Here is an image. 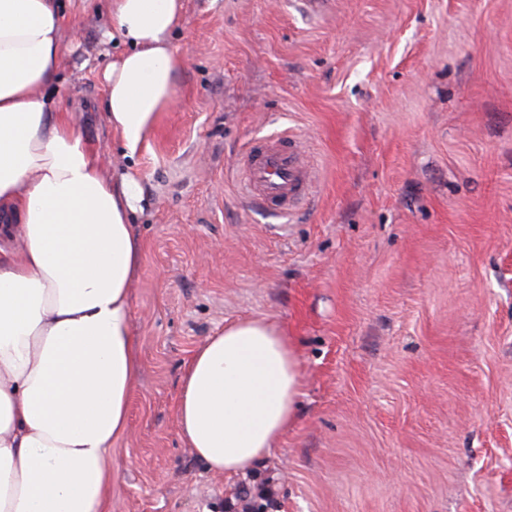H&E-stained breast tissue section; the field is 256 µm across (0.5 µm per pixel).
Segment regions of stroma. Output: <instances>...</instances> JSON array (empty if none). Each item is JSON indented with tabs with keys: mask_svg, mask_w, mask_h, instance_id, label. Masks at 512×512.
<instances>
[{
	"mask_svg": "<svg viewBox=\"0 0 512 512\" xmlns=\"http://www.w3.org/2000/svg\"><path fill=\"white\" fill-rule=\"evenodd\" d=\"M174 101L134 159L104 111L110 0H64L47 93L144 190L131 292L140 369L112 512H512V0H183ZM317 173L291 215L251 207L253 139ZM262 318L302 373L277 449L219 476L178 432L181 379Z\"/></svg>",
	"mask_w": 512,
	"mask_h": 512,
	"instance_id": "35a3bbf8",
	"label": "stroma"
}]
</instances>
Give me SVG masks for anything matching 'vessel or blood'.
<instances>
[{
    "instance_id": "vessel-or-blood-1",
    "label": "vessel or blood",
    "mask_w": 512,
    "mask_h": 512,
    "mask_svg": "<svg viewBox=\"0 0 512 512\" xmlns=\"http://www.w3.org/2000/svg\"><path fill=\"white\" fill-rule=\"evenodd\" d=\"M243 173L251 201L276 212L295 209L314 187L312 171L300 158L295 135L288 131L251 147Z\"/></svg>"
}]
</instances>
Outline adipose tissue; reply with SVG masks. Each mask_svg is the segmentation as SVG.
<instances>
[{"mask_svg":"<svg viewBox=\"0 0 512 512\" xmlns=\"http://www.w3.org/2000/svg\"><path fill=\"white\" fill-rule=\"evenodd\" d=\"M105 111L125 157L173 102L181 0H112ZM59 0H0V512H111L112 444L139 363L132 217L143 188L111 171L43 90L61 60ZM272 323L245 319L196 349L179 435L209 471L244 474L276 448L301 393Z\"/></svg>","mask_w":512,"mask_h":512,"instance_id":"1","label":"adipose tissue"}]
</instances>
